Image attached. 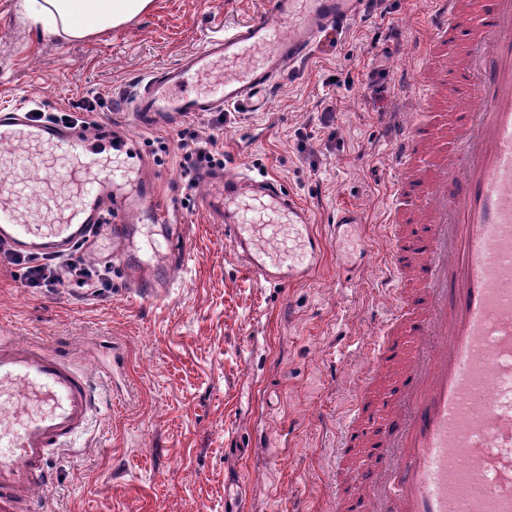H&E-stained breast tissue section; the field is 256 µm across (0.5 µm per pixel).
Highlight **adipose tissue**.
Listing matches in <instances>:
<instances>
[{
	"mask_svg": "<svg viewBox=\"0 0 512 512\" xmlns=\"http://www.w3.org/2000/svg\"><path fill=\"white\" fill-rule=\"evenodd\" d=\"M151 0H19L27 17L51 34L83 39L129 22Z\"/></svg>",
	"mask_w": 512,
	"mask_h": 512,
	"instance_id": "adipose-tissue-1",
	"label": "adipose tissue"
}]
</instances>
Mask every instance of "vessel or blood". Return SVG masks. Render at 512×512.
<instances>
[{
  "label": "vessel or blood",
  "instance_id": "obj_1",
  "mask_svg": "<svg viewBox=\"0 0 512 512\" xmlns=\"http://www.w3.org/2000/svg\"><path fill=\"white\" fill-rule=\"evenodd\" d=\"M364 0H269L251 21L211 36L179 63L139 83L132 112L149 127L230 106L258 109L284 72L327 36L343 35ZM288 21L281 31L280 21ZM422 71L446 99L442 125L398 130L381 290L393 302L376 316L361 351L369 376L336 430L342 452H364L373 478L337 472L335 512H512V0H431ZM222 76L220 95L189 89ZM443 139L437 169L418 157ZM0 145L15 160L44 147L70 155L72 197L50 205L44 178L31 198L0 182V243L33 256L92 251L100 235L129 266L142 298L170 286L169 264L144 257L153 225L180 227L142 169L112 176L113 152H131L125 125L91 129L0 112ZM202 203L219 217L242 266L288 286L319 267L322 240L308 210L276 179L201 174ZM262 213L248 223L244 212ZM95 405L86 373L43 344L0 340V512H37L34 492L51 454L72 444ZM469 492H462V482Z\"/></svg>",
  "mask_w": 512,
  "mask_h": 512
}]
</instances>
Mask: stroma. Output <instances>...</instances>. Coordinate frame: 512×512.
<instances>
[{"instance_id": "obj_1", "label": "stroma", "mask_w": 512, "mask_h": 512, "mask_svg": "<svg viewBox=\"0 0 512 512\" xmlns=\"http://www.w3.org/2000/svg\"><path fill=\"white\" fill-rule=\"evenodd\" d=\"M266 0H152L132 21L81 40L49 34L0 0V111L126 125L174 200L191 258L166 294L142 299L122 260L76 253L62 282L23 285L27 257L0 251V338L57 344L102 398L73 448L58 451L36 498L47 512H332L329 445L364 365L359 339L389 300L385 224L397 119L424 118L418 60L430 0H385L285 74L265 110L221 112L152 128L129 110L137 82L251 18ZM216 138L225 172L277 178L326 239L309 280L278 287L241 267L224 225L201 204L180 140ZM353 211L362 236L329 224ZM369 249L358 285L337 259ZM255 450L242 454L235 441Z\"/></svg>"}]
</instances>
